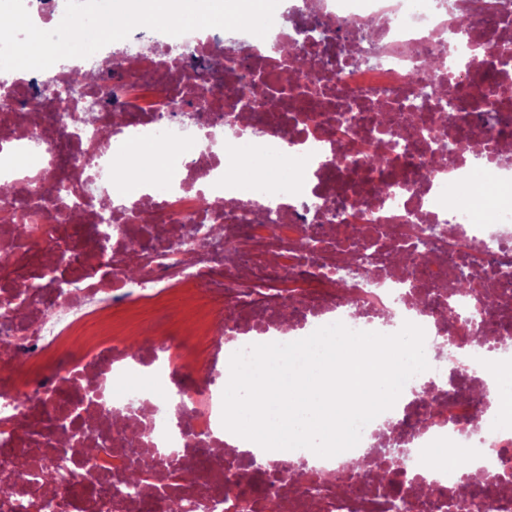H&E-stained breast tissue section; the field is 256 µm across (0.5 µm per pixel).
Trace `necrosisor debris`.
<instances>
[{
    "instance_id": "necrosis-or-debris-1",
    "label": "necrosis or debris",
    "mask_w": 512,
    "mask_h": 512,
    "mask_svg": "<svg viewBox=\"0 0 512 512\" xmlns=\"http://www.w3.org/2000/svg\"><path fill=\"white\" fill-rule=\"evenodd\" d=\"M472 2L284 0L263 38L139 26L13 77L0 94V512H168L176 499L184 512H390L373 480L383 439L432 452L406 462L400 512H512V386L484 374L512 369V345L464 363L449 343L476 313L450 286L467 264L493 296L490 333L512 335V164L497 159L512 144V12ZM319 20L332 41L306 43ZM189 50L224 66L197 75ZM76 71L95 78L64 96ZM204 82L215 91L199 112ZM133 142L159 150L158 179L129 161ZM250 159L278 176L239 198ZM484 207L493 223H474ZM352 211L364 239L343 232ZM347 253L370 281L348 279ZM174 294L207 301L203 333L161 331L134 357L105 331L115 310ZM407 321L425 331L428 374L354 448L270 450L253 466L250 440H226L210 377L230 341ZM91 324L102 333L76 345ZM133 463L146 476L132 490Z\"/></svg>"
}]
</instances>
